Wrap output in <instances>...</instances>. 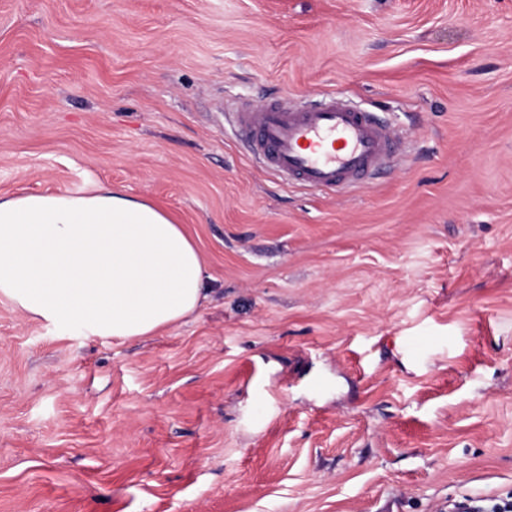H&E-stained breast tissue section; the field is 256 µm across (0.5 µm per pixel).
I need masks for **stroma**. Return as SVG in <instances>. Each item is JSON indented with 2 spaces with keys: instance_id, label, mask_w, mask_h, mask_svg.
<instances>
[{
  "instance_id": "obj_1",
  "label": "stroma",
  "mask_w": 512,
  "mask_h": 512,
  "mask_svg": "<svg viewBox=\"0 0 512 512\" xmlns=\"http://www.w3.org/2000/svg\"><path fill=\"white\" fill-rule=\"evenodd\" d=\"M402 136L335 195L234 106ZM162 206L208 298L131 339L0 300V512H448L512 497V0H0V197Z\"/></svg>"
}]
</instances>
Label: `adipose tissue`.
Wrapping results in <instances>:
<instances>
[{
	"mask_svg": "<svg viewBox=\"0 0 512 512\" xmlns=\"http://www.w3.org/2000/svg\"><path fill=\"white\" fill-rule=\"evenodd\" d=\"M204 279L192 241L150 202L108 186L0 197V298L26 317L148 336L196 312Z\"/></svg>",
	"mask_w": 512,
	"mask_h": 512,
	"instance_id": "adipose-tissue-1",
	"label": "adipose tissue"
}]
</instances>
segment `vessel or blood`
<instances>
[{
	"label": "vessel or blood",
	"mask_w": 512,
	"mask_h": 512,
	"mask_svg": "<svg viewBox=\"0 0 512 512\" xmlns=\"http://www.w3.org/2000/svg\"><path fill=\"white\" fill-rule=\"evenodd\" d=\"M235 122L266 169L319 192L364 182L396 151L392 128L333 94L311 108L249 104L236 112Z\"/></svg>",
	"instance_id": "vessel-or-blood-1"
}]
</instances>
